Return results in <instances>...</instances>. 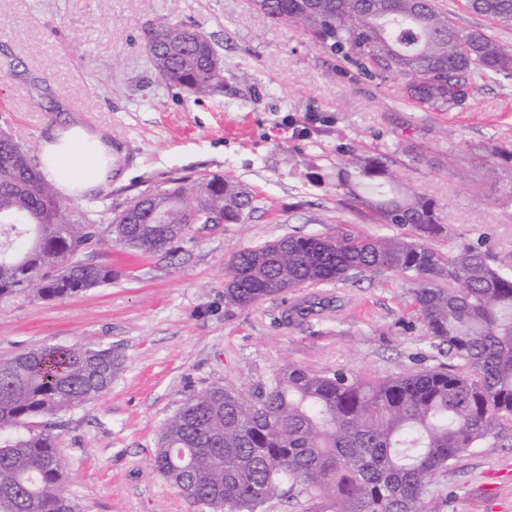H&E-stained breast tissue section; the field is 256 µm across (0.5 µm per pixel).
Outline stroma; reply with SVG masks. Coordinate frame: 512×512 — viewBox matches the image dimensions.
<instances>
[{
    "instance_id": "stroma-1",
    "label": "stroma",
    "mask_w": 512,
    "mask_h": 512,
    "mask_svg": "<svg viewBox=\"0 0 512 512\" xmlns=\"http://www.w3.org/2000/svg\"><path fill=\"white\" fill-rule=\"evenodd\" d=\"M437 2L460 30L512 46V25L465 0ZM164 17L212 39L222 88L190 96L157 76L144 45ZM72 124L118 148L111 180L75 202L101 238L76 261L110 263L115 275L63 300H0V356L74 344L123 355L108 391L53 418L65 490L82 512H201L150 462L163 425L209 387L248 389L289 362L367 378L448 364L417 318L412 281L399 274L224 308L225 267L240 249L340 230L411 235L340 204L332 175L350 150L397 153L396 182L435 200L454 232L438 248L479 243L512 264V166L485 151L512 142V80L482 83L464 107L426 112L403 79L359 76L251 0H0V129L36 156ZM412 147L428 163L403 156ZM310 172L321 185L307 181ZM212 174L253 191L243 223L192 225L168 252L109 245L126 198L171 177ZM324 296V313L285 319L294 298ZM430 488L427 512H512V445L464 454Z\"/></svg>"
}]
</instances>
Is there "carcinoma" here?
<instances>
[{"instance_id":"carcinoma-1","label":"carcinoma","mask_w":512,"mask_h":512,"mask_svg":"<svg viewBox=\"0 0 512 512\" xmlns=\"http://www.w3.org/2000/svg\"><path fill=\"white\" fill-rule=\"evenodd\" d=\"M332 57L401 77L410 101L431 112L464 105L459 88L512 78V47L463 32L435 0H252ZM470 11L512 23V0H467ZM153 69L190 95L224 84L217 50L183 22L159 21L145 44ZM387 154H352L336 168L342 202L375 224H409L411 237L344 232L291 235L235 253L224 307L245 309L315 285L380 273L411 277L422 326L458 364L380 380L293 363L246 392L213 386L188 398L164 425L153 469L211 512H262L282 494L318 512H427L431 478L488 442L512 440V268L450 237L437 205L394 180ZM128 199L112 244L169 250L197 214L238 224L254 210L249 188L222 175L192 186L170 180ZM97 240L86 214L60 199L39 164L0 131V299L32 291L57 300L112 281L107 263H74ZM123 356L110 347L32 348L0 358V430L92 399L112 386ZM57 437L0 440V512H79L62 487Z\"/></svg>"}]
</instances>
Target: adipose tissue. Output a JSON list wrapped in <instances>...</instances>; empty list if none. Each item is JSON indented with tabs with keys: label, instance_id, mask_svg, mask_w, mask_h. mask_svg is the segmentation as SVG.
Segmentation results:
<instances>
[{
	"label": "adipose tissue",
	"instance_id": "1",
	"mask_svg": "<svg viewBox=\"0 0 512 512\" xmlns=\"http://www.w3.org/2000/svg\"><path fill=\"white\" fill-rule=\"evenodd\" d=\"M111 143L100 133L73 125L45 141L40 166L57 188L84 195L103 186L112 175Z\"/></svg>",
	"mask_w": 512,
	"mask_h": 512
}]
</instances>
